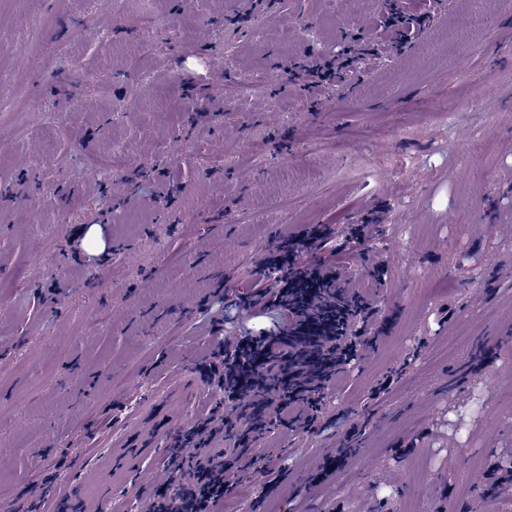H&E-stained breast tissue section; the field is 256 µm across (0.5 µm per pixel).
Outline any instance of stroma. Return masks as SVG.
<instances>
[{
	"instance_id": "35a3bbf8",
	"label": "stroma",
	"mask_w": 512,
	"mask_h": 512,
	"mask_svg": "<svg viewBox=\"0 0 512 512\" xmlns=\"http://www.w3.org/2000/svg\"><path fill=\"white\" fill-rule=\"evenodd\" d=\"M465 0H404L424 17L344 79L310 94L286 63L373 41L378 0H5L0 5V478L36 481L32 453L66 455L57 487L80 497L96 462L141 465L136 512L171 475L145 442L104 446L107 423L208 351L202 292H234L281 231L336 229L381 211L370 242L304 253L351 269L377 320L394 326L337 383L313 430L251 442L243 482L216 512H512L482 500L488 464L512 459V10L487 0L473 31ZM205 59L198 96L221 97L203 125L176 56ZM164 101L161 109L153 101ZM125 153L109 178L90 170ZM318 177L285 184L289 166ZM176 188L157 208L160 172ZM112 233V258L75 264ZM394 381L376 386L384 374ZM358 454L313 493L338 428ZM287 454L276 494L263 459Z\"/></svg>"
}]
</instances>
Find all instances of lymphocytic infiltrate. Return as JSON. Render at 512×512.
<instances>
[{"mask_svg":"<svg viewBox=\"0 0 512 512\" xmlns=\"http://www.w3.org/2000/svg\"><path fill=\"white\" fill-rule=\"evenodd\" d=\"M350 58H308L289 67L306 91L317 90L349 67ZM380 215L369 210L360 223L336 231L316 224L273 241L261 260L259 289L247 294L215 290L198 306L211 316V348L197 368L215 393L214 403L186 429L172 448L168 465L185 482L174 496L157 493L150 512H215L235 486L226 458H238L249 441L268 434L314 427L336 383L364 350L375 349V309L370 296L353 288L345 268L302 261L303 253H336L374 237ZM287 313L284 321L271 311ZM232 335H225V327ZM234 440L230 454L215 451ZM360 443L348 429L325 463L301 478L305 491L335 479Z\"/></svg>","mask_w":512,"mask_h":512,"instance_id":"obj_1","label":"lymphocytic infiltrate"}]
</instances>
